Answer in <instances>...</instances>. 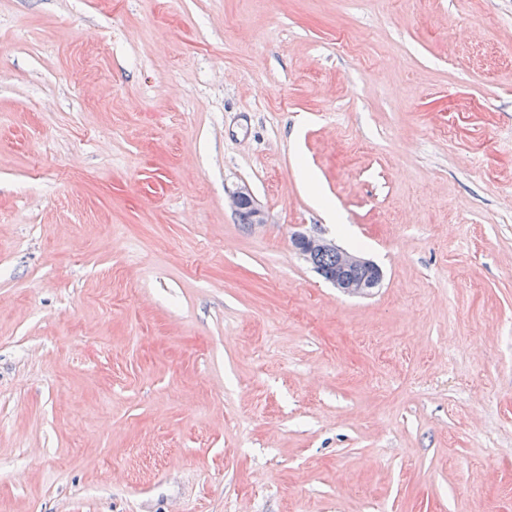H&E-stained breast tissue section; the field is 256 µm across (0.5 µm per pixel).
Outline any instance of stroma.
Here are the masks:
<instances>
[{
  "instance_id": "1",
  "label": "stroma",
  "mask_w": 512,
  "mask_h": 512,
  "mask_svg": "<svg viewBox=\"0 0 512 512\" xmlns=\"http://www.w3.org/2000/svg\"><path fill=\"white\" fill-rule=\"evenodd\" d=\"M0 512H512V0H0ZM230 204L233 207V209L237 212H240L239 215L243 218L244 221H246V224H259L262 223L263 219L261 218V212L258 208V205L256 201L254 200L251 192L243 187L239 188L236 191L232 192L229 195ZM251 214V220H250V214ZM291 244L321 277L344 294L368 295L380 285L382 271L376 264L336 246L319 233L298 232L292 236ZM327 254L336 256V260L327 258L325 266L321 259Z\"/></svg>"
}]
</instances>
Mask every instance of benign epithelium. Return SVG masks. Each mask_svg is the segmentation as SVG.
I'll return each mask as SVG.
<instances>
[{"label": "benign epithelium", "mask_w": 512, "mask_h": 512, "mask_svg": "<svg viewBox=\"0 0 512 512\" xmlns=\"http://www.w3.org/2000/svg\"><path fill=\"white\" fill-rule=\"evenodd\" d=\"M230 204L237 212L247 210L251 223L261 224V212L251 192L243 187L229 195ZM293 248L312 268L340 292L348 295H368L380 285L382 271L371 260L349 252L319 233L298 232L291 238ZM336 256V264L325 266L322 258Z\"/></svg>", "instance_id": "benign-epithelium-1"}]
</instances>
